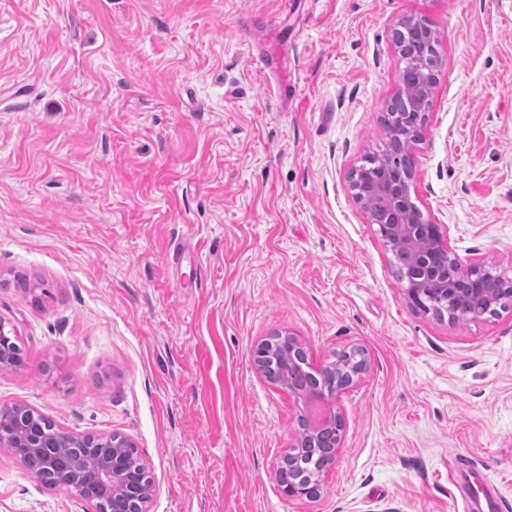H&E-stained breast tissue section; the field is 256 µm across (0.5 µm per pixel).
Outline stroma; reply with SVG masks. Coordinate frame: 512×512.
I'll return each mask as SVG.
<instances>
[{"label": "stroma", "mask_w": 512, "mask_h": 512, "mask_svg": "<svg viewBox=\"0 0 512 512\" xmlns=\"http://www.w3.org/2000/svg\"><path fill=\"white\" fill-rule=\"evenodd\" d=\"M415 13L443 63L412 199L512 280V0H0V406L130 436L148 512H464L457 457L512 512V305L415 308L347 180ZM288 333L369 360L311 499L276 478L306 406L253 359ZM0 512L96 509L0 447Z\"/></svg>", "instance_id": "1"}]
</instances>
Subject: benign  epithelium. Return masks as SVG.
<instances>
[{
  "instance_id": "1",
  "label": "benign epithelium",
  "mask_w": 512,
  "mask_h": 512,
  "mask_svg": "<svg viewBox=\"0 0 512 512\" xmlns=\"http://www.w3.org/2000/svg\"><path fill=\"white\" fill-rule=\"evenodd\" d=\"M411 27L427 32L428 50L414 57H400L403 67L399 68V80L409 81L412 77L430 78L441 65L439 52V34L432 24L422 16H409L402 19L396 31ZM434 86L422 89L418 96L404 104L392 98L386 109L393 110V127L390 135L394 136L409 127L418 132L423 127L427 110L430 106ZM394 165L385 158H380L369 172L371 187L382 197L383 206L378 212L367 213L368 220L379 227V233L388 247L396 245L413 247L419 238H429L432 247L428 251H415L411 255L405 276L408 281L407 295L411 302L422 307L429 296L420 288L424 282L433 279L441 284L437 295L440 304L457 310L465 311L469 319L481 317L477 310L468 307V302L482 294L479 275L481 268L461 270L460 264L453 257L449 242L444 238L441 227L426 220L411 198L410 186L413 171L401 177L393 175ZM14 329L7 328L0 320V368L12 367L9 350L13 345ZM368 370V361L344 373L341 384L337 387H324L319 397L334 398L342 390L360 380ZM107 441L105 437L77 435L65 433V437L57 439L48 436L35 423H30L22 431L6 421H0V446L11 450L16 458L26 452L36 461L29 467L32 474L43 486L56 488L61 483L54 480L52 472L63 474L77 472L82 454L101 446ZM134 446L127 436L112 434V455L104 459L95 476V483L106 493L112 494L113 512H122L125 503L137 500L148 503L152 497L153 485L147 475L146 467L140 468L131 464L124 449ZM277 477L284 493L289 497H311L312 487L281 469Z\"/></svg>"
}]
</instances>
